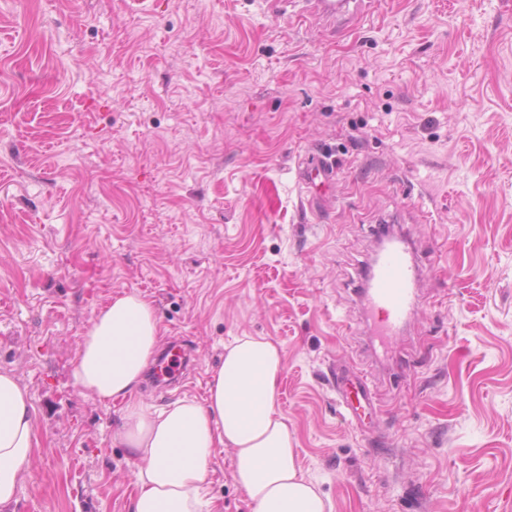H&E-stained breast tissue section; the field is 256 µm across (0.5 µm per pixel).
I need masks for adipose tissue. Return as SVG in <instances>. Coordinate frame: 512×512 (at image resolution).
Masks as SVG:
<instances>
[{"label": "adipose tissue", "mask_w": 512, "mask_h": 512, "mask_svg": "<svg viewBox=\"0 0 512 512\" xmlns=\"http://www.w3.org/2000/svg\"><path fill=\"white\" fill-rule=\"evenodd\" d=\"M162 333L151 300L116 296L83 336L73 372L85 394L123 403L112 441L138 463L132 512H221L206 474L223 447L233 452L234 479L252 512H328L300 471L294 434L276 402L285 371L279 347L263 336L236 337L203 401L154 410L134 391ZM37 447L30 395L15 374L0 371V512L16 502Z\"/></svg>", "instance_id": "obj_1"}]
</instances>
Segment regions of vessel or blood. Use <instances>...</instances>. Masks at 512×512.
<instances>
[{"label":"vessel or blood","mask_w":512,"mask_h":512,"mask_svg":"<svg viewBox=\"0 0 512 512\" xmlns=\"http://www.w3.org/2000/svg\"><path fill=\"white\" fill-rule=\"evenodd\" d=\"M300 18L350 21L370 12L374 0H294ZM334 163L322 160L303 163L299 169L302 184L333 183ZM420 271L405 239H396L370 267L360 288L361 301L373 318L379 335L394 334L409 319L415 305L416 282ZM336 395L348 415H358L362 407L373 406L371 381L361 369H336Z\"/></svg>","instance_id":"b4317fda"}]
</instances>
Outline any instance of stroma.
<instances>
[{"instance_id": "35a3bbf8", "label": "stroma", "mask_w": 512, "mask_h": 512, "mask_svg": "<svg viewBox=\"0 0 512 512\" xmlns=\"http://www.w3.org/2000/svg\"><path fill=\"white\" fill-rule=\"evenodd\" d=\"M332 151L314 211L297 172ZM428 275L376 357L360 274L380 224ZM150 299L203 399L224 346L277 344V404L332 512H512V0H376L344 28L270 0H0V371L39 447L15 512H130L121 403L82 394L112 296ZM380 410L345 415L337 365ZM210 491L251 512L217 449Z\"/></svg>"}]
</instances>
